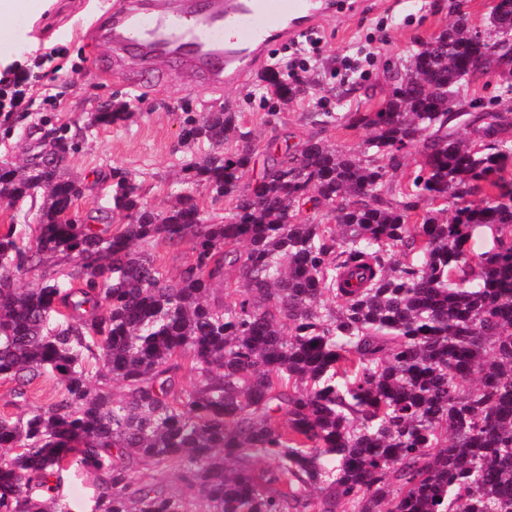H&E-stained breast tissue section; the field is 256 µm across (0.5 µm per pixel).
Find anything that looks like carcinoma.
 Wrapping results in <instances>:
<instances>
[{
	"label": "carcinoma",
	"mask_w": 512,
	"mask_h": 512,
	"mask_svg": "<svg viewBox=\"0 0 512 512\" xmlns=\"http://www.w3.org/2000/svg\"><path fill=\"white\" fill-rule=\"evenodd\" d=\"M490 24L512 26V0ZM490 49L450 25L386 70L381 108L310 113L319 132L271 156L252 186L237 114L186 117L179 143L212 152L182 183L230 200L221 221L190 191L154 209L121 168L109 210L128 223L64 217L78 184L64 134L54 164L1 161L0 203H42L34 242L0 232V382L18 408L0 415V512H70L73 466L93 488L89 512H197L200 498L206 512H512V240L470 246L512 230V141L501 112L448 111L469 101ZM261 81L283 103L315 87L278 69ZM128 118L108 105L91 124ZM329 124L372 135L332 148ZM418 140L423 163L398 193ZM308 204L319 219L298 221ZM139 242H187L192 261L168 280ZM58 255L70 282L20 285ZM230 268L237 287L219 294ZM46 375L61 391L24 405ZM171 468L178 492L158 484Z\"/></svg>",
	"instance_id": "obj_1"
}]
</instances>
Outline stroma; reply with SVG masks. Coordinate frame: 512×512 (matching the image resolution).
<instances>
[{
    "instance_id": "stroma-1",
    "label": "stroma",
    "mask_w": 512,
    "mask_h": 512,
    "mask_svg": "<svg viewBox=\"0 0 512 512\" xmlns=\"http://www.w3.org/2000/svg\"><path fill=\"white\" fill-rule=\"evenodd\" d=\"M27 12L0 22L10 38L0 37V75L15 63L33 57L40 47L56 55L42 84L28 88L19 110L22 125L0 129V159L31 161L48 151L44 131L68 128L79 146L67 163L72 175L88 188L76 200L80 215L106 208L110 190L104 176L118 167L134 174L145 199L167 208L180 192L183 167L208 154L201 142L178 145L186 116L230 107L256 145L243 184L260 180L268 154L285 143H298L314 127L312 112L374 110L387 98L388 65L404 62L421 42L447 28L453 0H334L333 15L322 24L308 72L319 79L306 98L274 107L261 76L288 56V46L275 47L266 66L254 67L245 80L215 87L200 73L166 58L145 59L134 50L115 47L105 38L90 40L80 29L112 9L114 0H29ZM120 103L131 120L109 127L89 124L101 105ZM278 111L277 126L267 114Z\"/></svg>"
}]
</instances>
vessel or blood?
I'll list each match as a JSON object with an SVG mask.
<instances>
[{"instance_id":"b4317fda","label":"vessel or blood","mask_w":512,"mask_h":512,"mask_svg":"<svg viewBox=\"0 0 512 512\" xmlns=\"http://www.w3.org/2000/svg\"><path fill=\"white\" fill-rule=\"evenodd\" d=\"M330 10L329 0H178L154 14L119 4L85 35L162 54L220 86L243 81L275 45L314 32Z\"/></svg>"}]
</instances>
